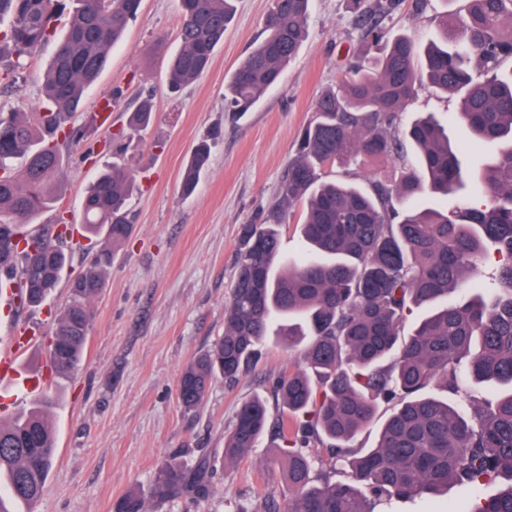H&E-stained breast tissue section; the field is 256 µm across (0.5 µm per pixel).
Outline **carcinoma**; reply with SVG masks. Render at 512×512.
I'll return each instance as SVG.
<instances>
[{
	"instance_id": "carcinoma-1",
	"label": "carcinoma",
	"mask_w": 512,
	"mask_h": 512,
	"mask_svg": "<svg viewBox=\"0 0 512 512\" xmlns=\"http://www.w3.org/2000/svg\"><path fill=\"white\" fill-rule=\"evenodd\" d=\"M361 37L343 89L316 98L315 117L299 133L276 200L257 224H246L235 279L225 308L224 335L181 371L178 398L198 408L213 382L228 383L255 368L265 341L302 348L303 366L281 373L273 387L295 417L269 416L254 397L224 438L223 462H233L272 434L288 472L284 512H375L387 499L468 488L471 499L448 512H512V0H467L464 12L436 17V38L422 47L394 38L381 57L385 21L397 0H354ZM141 0H76L65 35L51 26L60 0H0V84L14 85L40 47L55 41L43 74V106L36 113H0V271L19 274L21 306H38L55 288L67 263L66 231L26 235L55 201L62 168L59 145L78 139L69 120L105 67L109 50ZM181 48L166 71L178 91L209 67L224 41L232 0H180ZM312 0H271L265 37L232 74L227 107L246 112L276 86L307 39ZM436 89L461 99L459 118L474 139L498 147L496 156L463 174L445 126L431 113L396 135L415 93V62ZM153 119L145 101L130 113L139 131ZM211 153L200 141L181 176L193 195ZM359 158L386 163L385 180L368 192L348 179L330 180L326 167ZM491 197L478 207L460 194L464 180ZM133 173L114 164L80 196L82 224L105 243L72 282L67 309L51 339L53 369L79 365L114 254L132 233ZM427 193L441 201L422 207ZM302 206L301 235L310 256L280 264L278 227ZM501 256L498 276L476 293L475 276L487 249ZM431 306L409 334L407 312ZM437 383L454 396L426 393ZM486 386L503 391L482 396ZM392 406L376 445L364 452L354 439L374 420L380 403ZM54 401L43 398L0 422V512L6 501L31 504L42 495L54 458ZM318 444L348 469L347 478L312 475L308 448ZM214 462L192 467L170 459L145 487L124 495L114 512H149L186 495L211 492ZM499 483L497 493L481 488Z\"/></svg>"
}]
</instances>
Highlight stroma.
I'll list each match as a JSON object with an SVG mask.
<instances>
[{"instance_id":"obj_1","label":"stroma","mask_w":512,"mask_h":512,"mask_svg":"<svg viewBox=\"0 0 512 512\" xmlns=\"http://www.w3.org/2000/svg\"><path fill=\"white\" fill-rule=\"evenodd\" d=\"M269 5L270 0H236L208 70L172 94L164 76L180 48L178 0H142L137 19L112 47L71 120L81 138L60 149L59 201L43 211L40 223L54 224L64 215L81 235L77 201L95 175L117 161L136 180L134 230L92 303L81 363L72 372L43 377L45 392L57 397L56 453L35 512H114L115 502L147 484L171 455L190 465L204 456L218 461L213 490L204 499L159 504L154 512H266L267 501L288 502L281 453L271 437L233 463L223 464L222 458L242 402L259 396L271 417L283 415L271 382L300 366V351L267 341L255 369L230 384L217 381L198 409L185 411L177 397L182 368L224 333L242 225L253 223L275 200L295 137L314 117L317 95L342 85L346 51L360 39L349 0H313L308 39L281 83L248 112L227 111L224 88L262 39ZM463 7V0H426L419 10L415 0H400L387 29L422 46L435 36L437 13ZM52 52V44H45L15 87L0 89V112L41 107L42 75ZM112 96V111L102 112L100 101ZM145 98L152 102L154 122L147 130H130L129 113ZM459 107L458 96L422 80L401 122L435 113L469 171L496 148L471 141L456 117ZM215 132L220 138L197 190L183 197L184 166L197 142ZM102 245V239L81 235L43 304L18 309L0 300V333L20 329L40 337L26 354L24 372L47 361L49 331L69 304L70 283Z\"/></svg>"}]
</instances>
